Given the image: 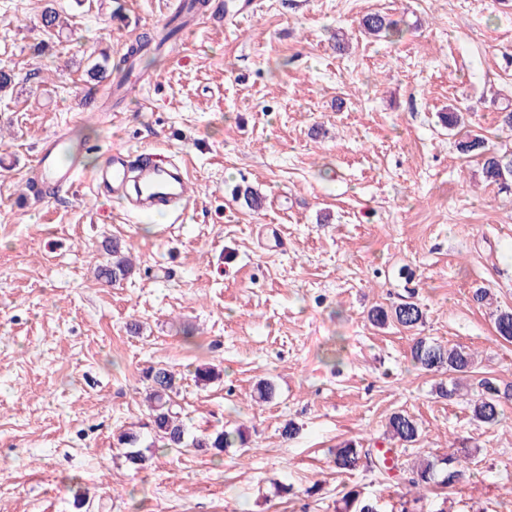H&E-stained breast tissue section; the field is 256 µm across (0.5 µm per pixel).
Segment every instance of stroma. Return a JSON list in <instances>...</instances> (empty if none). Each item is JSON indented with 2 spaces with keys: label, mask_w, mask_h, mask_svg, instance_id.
<instances>
[{
  "label": "stroma",
  "mask_w": 512,
  "mask_h": 512,
  "mask_svg": "<svg viewBox=\"0 0 512 512\" xmlns=\"http://www.w3.org/2000/svg\"><path fill=\"white\" fill-rule=\"evenodd\" d=\"M224 2L129 80L98 83L87 68L127 51L112 0H55L61 33L43 27V0H0V70L14 76L0 93V512H73L79 489L91 512H336L353 488L400 512L416 457L465 448L464 479L422 491L417 512H512V403L480 424L410 356L417 335L463 345L477 377L512 383L492 317L512 309V193L437 123L455 107L512 147L498 118L512 0H258L237 25L217 21ZM369 13L400 38L362 34ZM57 132L83 145L80 178L31 196L26 169ZM115 146L185 163L179 219L95 194L91 173ZM238 185L262 209L233 200ZM112 238L134 265L116 285L95 277ZM478 288L493 305L474 302ZM408 299L424 312L416 332L370 323L373 307ZM201 364L221 380L196 385ZM157 365L182 377L190 434L239 427L248 452L160 450L128 467L114 436L146 422ZM266 381L273 396L256 402ZM401 410L421 426L409 447L386 432ZM347 440L393 468L339 472Z\"/></svg>",
  "instance_id": "35a3bbf8"
}]
</instances>
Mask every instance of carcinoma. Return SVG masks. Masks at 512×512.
<instances>
[{
    "label": "carcinoma",
    "mask_w": 512,
    "mask_h": 512,
    "mask_svg": "<svg viewBox=\"0 0 512 512\" xmlns=\"http://www.w3.org/2000/svg\"><path fill=\"white\" fill-rule=\"evenodd\" d=\"M361 27L369 35H400L397 23L380 14L363 17ZM176 32L177 27H166L141 37L131 47L129 56L142 57L151 44L160 46L169 41ZM457 149L463 155L481 159L483 177L487 182L497 185L502 191L512 192L511 149H495L483 135L469 131L457 141ZM104 250L112 256V261L99 266L98 278L105 283L126 279L132 271V265L123 255L119 243L112 240L105 244ZM423 317L422 308L414 301H406L390 309L378 307L370 313V321L374 325L384 327L394 324L406 331L415 330L423 323ZM493 329L498 338L512 342V309H500L494 314ZM410 355L414 365L424 371L448 372L449 382L439 384L437 394L450 402L460 396L463 382L473 372L475 364L474 353L465 347H447L425 337L413 339ZM144 378L147 382L148 401V422L144 427L149 429L151 442L144 444L141 433L133 430H123L117 438V445L125 449L124 458L130 467L136 470L144 468L151 459L148 452L156 446L163 450L193 448L215 456L236 445L246 446L247 437L240 428L233 432L221 430L190 436L181 420V407L176 400L181 378L172 370L161 366L148 368ZM194 378L197 384L206 386L219 379L220 373L210 365H201L195 369ZM477 385L478 394L470 402L472 418L484 425L494 426L500 421L503 405L512 401V385L501 387L489 378L477 380ZM387 428L390 436L404 445L417 442L421 435L418 421L404 411L391 414ZM369 456V452L347 441L336 448L334 463L339 470L352 471L369 459ZM408 474L407 483L416 491L431 486L451 488L463 477L462 471L458 469L457 457L453 455L423 458L408 469ZM338 503L340 506L337 507V512H380L379 500L363 497L354 489L345 492Z\"/></svg>",
    "instance_id": "carcinoma-1"
}]
</instances>
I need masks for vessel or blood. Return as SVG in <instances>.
<instances>
[{"mask_svg":"<svg viewBox=\"0 0 512 512\" xmlns=\"http://www.w3.org/2000/svg\"><path fill=\"white\" fill-rule=\"evenodd\" d=\"M78 150V144L67 135L46 138L26 171L28 186L37 194L47 187H71L78 173L74 166L65 164L64 158ZM91 181L99 193L123 202L129 212L164 210L180 214L189 201L185 167L160 158L152 150L133 152L121 147L106 150Z\"/></svg>","mask_w":512,"mask_h":512,"instance_id":"1","label":"vessel or blood"}]
</instances>
